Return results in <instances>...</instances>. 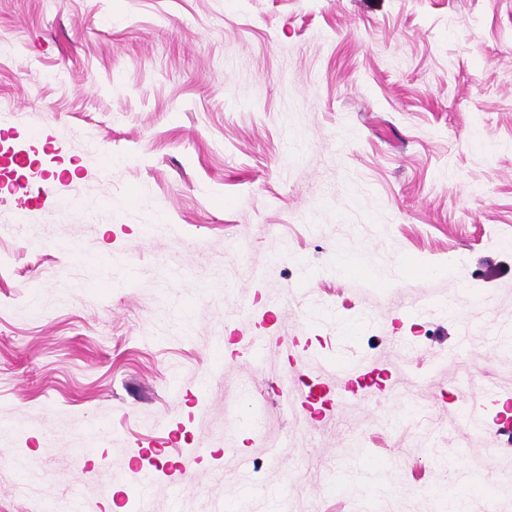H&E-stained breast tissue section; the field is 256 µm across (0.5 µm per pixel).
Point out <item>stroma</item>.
Segmentation results:
<instances>
[{"label": "stroma", "mask_w": 512, "mask_h": 512, "mask_svg": "<svg viewBox=\"0 0 512 512\" xmlns=\"http://www.w3.org/2000/svg\"><path fill=\"white\" fill-rule=\"evenodd\" d=\"M510 395L512 0H0V512H512ZM325 361L336 371V376H342L346 390L351 393H356V385H363L369 375L365 366L346 356L336 355Z\"/></svg>", "instance_id": "35a3bbf8"}]
</instances>
